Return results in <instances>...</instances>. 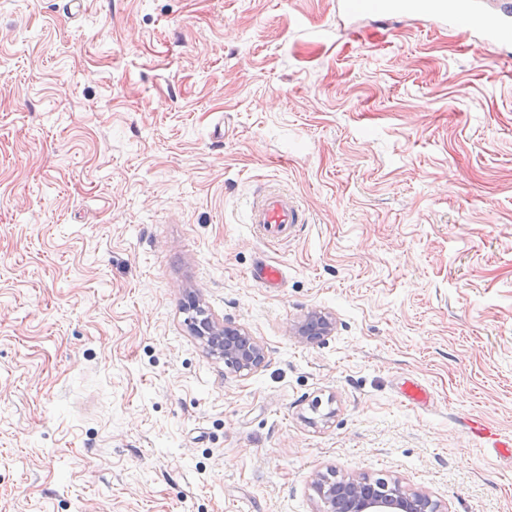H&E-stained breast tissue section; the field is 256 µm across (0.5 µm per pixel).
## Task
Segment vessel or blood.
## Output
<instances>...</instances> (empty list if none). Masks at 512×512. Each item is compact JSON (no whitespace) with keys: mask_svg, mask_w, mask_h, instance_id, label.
I'll return each instance as SVG.
<instances>
[{"mask_svg":"<svg viewBox=\"0 0 512 512\" xmlns=\"http://www.w3.org/2000/svg\"><path fill=\"white\" fill-rule=\"evenodd\" d=\"M343 10L352 16L434 19L452 26L461 38L481 32L480 50L493 51L512 43V0H500L495 12L483 11L478 0H342ZM250 223L261 228L265 236L287 238L299 221V209L287 194L272 192L253 204Z\"/></svg>","mask_w":512,"mask_h":512,"instance_id":"vessel-or-blood-1","label":"vessel or blood"}]
</instances>
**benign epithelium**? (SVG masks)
Here are the masks:
<instances>
[{
  "instance_id": "obj_1",
  "label": "benign epithelium",
  "mask_w": 512,
  "mask_h": 512,
  "mask_svg": "<svg viewBox=\"0 0 512 512\" xmlns=\"http://www.w3.org/2000/svg\"><path fill=\"white\" fill-rule=\"evenodd\" d=\"M191 310L195 312L194 335L225 367L249 375L265 366V348L257 338L240 326L214 320L196 299L191 301ZM334 330L333 317L315 310L295 328L294 335L299 342L311 344L325 340ZM312 485L322 503L319 512H447L441 501L425 492L408 491L397 479L363 474L333 480L318 473Z\"/></svg>"
}]
</instances>
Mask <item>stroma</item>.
<instances>
[{"instance_id":"stroma-1","label":"stroma","mask_w":512,"mask_h":512,"mask_svg":"<svg viewBox=\"0 0 512 512\" xmlns=\"http://www.w3.org/2000/svg\"><path fill=\"white\" fill-rule=\"evenodd\" d=\"M274 189L285 241L248 221ZM468 419L512 441V45L340 0H0V512H318V472L512 512ZM195 312L192 330L201 339L211 355L224 360L229 370L247 376L265 366L266 352L263 344L242 327L214 320L200 306L197 299L189 304ZM335 330L332 316L322 311H312L294 331L295 337L301 343H318L331 336Z\"/></svg>"}]
</instances>
